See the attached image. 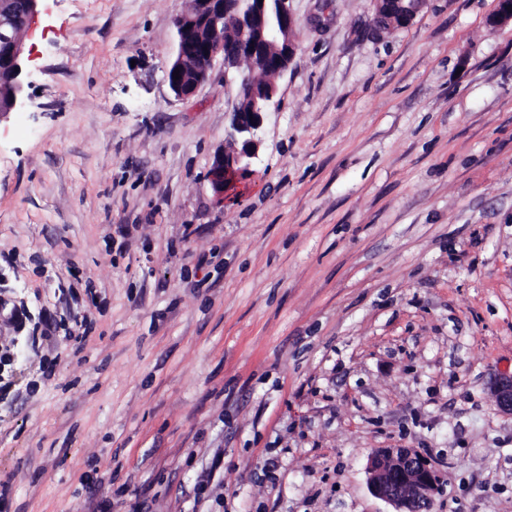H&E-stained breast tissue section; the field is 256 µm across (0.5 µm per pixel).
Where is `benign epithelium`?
<instances>
[{"mask_svg":"<svg viewBox=\"0 0 512 512\" xmlns=\"http://www.w3.org/2000/svg\"><path fill=\"white\" fill-rule=\"evenodd\" d=\"M41 0H0V91L7 93V103L0 106V118L26 107L24 35L29 20L37 13ZM373 22L378 30L408 25L428 4V0H372ZM491 18L494 26L512 22V0H497ZM21 9L23 22L16 26L13 14ZM236 22L242 43L249 47L251 59L263 65L267 54L279 56L277 73L288 70L297 52L289 0H192V7L175 18L177 48L166 70L171 91L186 99L209 76L217 57H222L224 72L231 65L224 58V19ZM195 44L204 56L203 68L198 60L188 58L183 47ZM180 78L174 79L173 72ZM236 101L249 105L245 112L234 106L228 136L236 142L244 138L242 148L224 151L215 157L211 185L222 198L241 173L250 170L258 158L261 139L258 135L264 115L277 106V88L257 89L250 77L236 75ZM489 390L498 410L512 415V375L498 374L489 382ZM369 491L394 508V512H431L434 497L441 485L435 462L414 448H378L368 462Z\"/></svg>","mask_w":512,"mask_h":512,"instance_id":"1","label":"benign epithelium"}]
</instances>
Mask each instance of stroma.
<instances>
[{"instance_id":"obj_1","label":"stroma","mask_w":512,"mask_h":512,"mask_svg":"<svg viewBox=\"0 0 512 512\" xmlns=\"http://www.w3.org/2000/svg\"><path fill=\"white\" fill-rule=\"evenodd\" d=\"M190 0H48L0 123V512H512V26L496 0H290L252 174L235 86L166 80ZM429 0H372L373 22L377 30L405 27ZM238 93L232 112L228 136L232 142L238 137H244L242 148L223 151L215 157L211 170V185L218 197H224V192L241 173L249 171L254 160L258 158L261 139L258 135L264 123V115L277 106V87L269 90H258L254 82L245 72L236 75ZM248 104L246 112L239 110V102ZM489 390L498 410L512 415V375H496L489 382ZM369 491L391 512H431L441 485L435 462L414 448H378L368 462Z\"/></svg>"}]
</instances>
